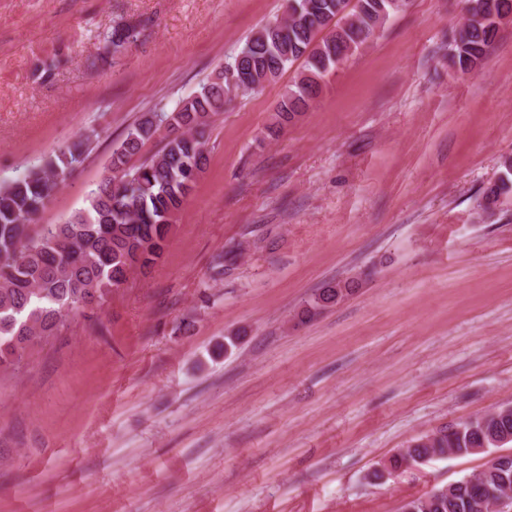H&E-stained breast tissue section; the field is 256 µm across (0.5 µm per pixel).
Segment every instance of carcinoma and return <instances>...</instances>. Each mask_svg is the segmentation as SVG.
I'll list each match as a JSON object with an SVG mask.
<instances>
[{"mask_svg":"<svg viewBox=\"0 0 512 512\" xmlns=\"http://www.w3.org/2000/svg\"><path fill=\"white\" fill-rule=\"evenodd\" d=\"M405 6V0H357L345 16V26L325 35L327 18L342 12L346 0H288L278 29L253 32L224 67L223 82L203 84L176 112H146L131 124L112 145L110 175L91 193L88 206L61 224L29 232V223L84 163L91 136L1 184L0 369L20 363L37 341L55 335L70 314L86 312L93 302L104 307L114 289L136 272L146 274L161 258L177 215L208 163L205 128L238 95L229 76V70H237L238 57L245 58L251 81L259 85L302 62V72L283 94L269 127L274 136L309 108L340 60H349ZM465 10L467 23L454 30L448 53L450 65L462 73L481 66L500 26L512 20V0H465ZM136 38L135 29L117 28L106 39L104 51L119 53ZM165 123L179 134L164 138L157 154L131 164ZM511 193L512 163L504 162L497 181L479 194L476 219L491 221L501 199ZM355 287L353 280L326 285L307 301L305 313L311 316L339 303ZM508 443L512 411L502 408L413 439L369 479L380 482L437 456L489 451ZM503 497L512 499V454L502 455L494 473L481 471L452 483L447 493L409 500L402 512H489L491 503Z\"/></svg>","mask_w":512,"mask_h":512,"instance_id":"1","label":"carcinoma"}]
</instances>
